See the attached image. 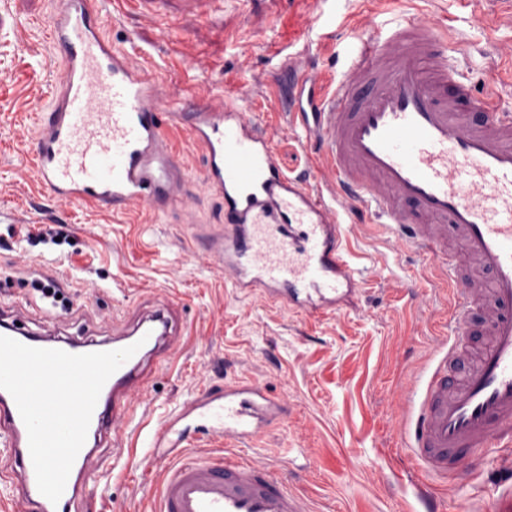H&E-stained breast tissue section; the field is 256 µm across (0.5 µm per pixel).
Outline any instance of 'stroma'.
<instances>
[{"label":"stroma","mask_w":512,"mask_h":512,"mask_svg":"<svg viewBox=\"0 0 512 512\" xmlns=\"http://www.w3.org/2000/svg\"><path fill=\"white\" fill-rule=\"evenodd\" d=\"M51 0L0 5V312L28 330L97 340L111 337L145 305L178 304L182 349L136 405L149 427L201 390L257 380L285 399L288 420L244 447L311 512H424V481L398 431L397 405L412 397L434 358L445 309L422 261L389 230L346 227L362 292L353 307L310 319L257 295L236 292L221 268L206 263L201 242L223 224L224 201L203 185L200 151L188 147L186 118L170 131L186 171L182 204L124 214L95 212L49 198L31 177L33 118L49 104L60 58L48 35ZM115 46L154 67L164 99L193 84L196 104L230 92L274 143L282 169L315 165L291 123L295 76L340 78L347 29L375 30L381 11L446 26L461 47L476 96L490 82L512 90V12L481 0H322L306 13L302 0H226L208 16L144 17L126 0H109ZM64 225L67 243H32L28 233ZM54 280L73 307L62 312L33 290ZM103 480L72 512H151L154 469L126 442L121 455L101 453ZM444 512H488L512 492V468L484 454L474 479L428 483Z\"/></svg>","instance_id":"35a3bbf8"}]
</instances>
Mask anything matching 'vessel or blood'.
Returning a JSON list of instances; mask_svg holds the SVG:
<instances>
[{
    "label": "vessel or blood",
    "instance_id": "vessel-or-blood-1",
    "mask_svg": "<svg viewBox=\"0 0 512 512\" xmlns=\"http://www.w3.org/2000/svg\"><path fill=\"white\" fill-rule=\"evenodd\" d=\"M130 2L148 14H196L223 0ZM53 3L48 28L61 67L36 119L35 181L51 198L99 211L180 203L185 178L159 116L157 73L113 46L105 0ZM349 38L342 80L293 86L291 119L319 160L328 195L312 193L307 176L287 175L270 139L236 107L219 102L191 113L187 131L203 156V182L223 198L226 218L206 236L205 256L239 292L309 318L341 311L359 290L343 240L349 221L395 230L432 259L454 304L419 408L401 414V437L427 472L444 476L455 464L464 478L486 449L512 448V111L498 92L474 98L441 28L397 16L380 38ZM452 229L480 277L454 276ZM477 316L485 341L474 350L468 338ZM0 335L70 354L138 347L104 384L55 504L38 490L26 426L0 390V454L17 465L0 472V486L12 491L18 512H72L98 474L101 443L142 426L131 401L176 357V306L136 314L108 340L36 336L7 321ZM287 417L285 402L256 381L199 393L151 436L149 457L160 465L152 512H309L287 481L236 453ZM193 448L209 454L192 457Z\"/></svg>",
    "mask_w": 512,
    "mask_h": 512
}]
</instances>
